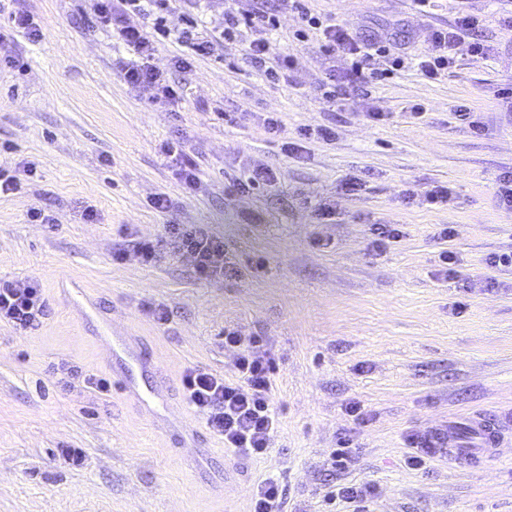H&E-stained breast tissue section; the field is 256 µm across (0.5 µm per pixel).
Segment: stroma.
<instances>
[{"label": "stroma", "mask_w": 512, "mask_h": 512, "mask_svg": "<svg viewBox=\"0 0 512 512\" xmlns=\"http://www.w3.org/2000/svg\"><path fill=\"white\" fill-rule=\"evenodd\" d=\"M41 19L42 36L16 35L21 69H0V167L36 166L21 190L0 195V279L37 278L49 316L24 333L0 322V512H251L259 482L286 489L284 512H330L328 485L368 483L372 512H512V272L487 266L512 250V209L499 206L493 183L512 169V119L498 95L512 83V26L490 22L487 60L459 48L449 76L426 79L408 65L382 83L325 98L331 77H344L345 55L322 54L315 39L298 41L294 13L271 40L295 59L286 80L271 83L240 41L224 60H196L175 73L179 103L150 105V90L120 73L124 49L89 27L90 0H24ZM313 14L353 30L405 34L410 57L431 55L430 28L466 13L512 11V0H307ZM424 108L413 116L411 105ZM465 106L482 122L475 133L454 119ZM386 113L375 122L368 110ZM282 123L265 132L267 113ZM330 126L331 141L300 130ZM177 139L200 169L202 188L183 189L159 152ZM299 143L285 153L283 140ZM275 185L228 195L256 164ZM361 179L344 194L341 182ZM448 187V205L406 203L405 191ZM173 207H149L156 193ZM333 213L323 218L321 204ZM40 207L55 226L29 221ZM94 219H87V211ZM168 224H200L223 236L240 276L203 280L185 261L161 254L150 264L113 255L131 239H158ZM396 224L402 237L375 251L369 228ZM454 235L443 241L441 226ZM457 258L455 275L439 255ZM262 269H253L254 261ZM495 279L465 291L462 280ZM72 276L127 324L153 353L188 427L201 422L186 404L181 379L199 366L232 377L235 349L224 331L264 337L278 371L274 398L280 427L264 458L241 460L203 433V460L158 430L119 393L62 390L55 364L69 360L111 377L96 323L76 320L59 300ZM150 305L167 307L155 322ZM359 402L366 423L346 413ZM484 414L501 425L496 455L466 469L437 455L422 468L407 462L408 435ZM354 461L328 462L342 438ZM79 448L81 467L61 449ZM236 468L235 481L224 472Z\"/></svg>", "instance_id": "obj_1"}]
</instances>
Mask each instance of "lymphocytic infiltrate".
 <instances>
[{
	"label": "lymphocytic infiltrate",
	"instance_id": "obj_1",
	"mask_svg": "<svg viewBox=\"0 0 512 512\" xmlns=\"http://www.w3.org/2000/svg\"><path fill=\"white\" fill-rule=\"evenodd\" d=\"M286 10L297 13L301 21L298 37H305L310 31L318 33L323 53H341L350 58L349 76L366 74L370 79L384 80L405 64V54L398 50L394 37H363L348 26L311 15L304 0H277L273 8L255 13L230 6L224 10L223 22L212 28L203 27L190 14L184 15L182 26H170L174 0H92L96 23L107 31L114 45L129 54L122 68L124 80L134 87L155 88L153 100L162 105L181 98L179 86L153 63L154 52L164 41L178 46L179 53L173 56L172 64L185 72L200 57L223 62L225 42L237 40L244 30H258L262 36L246 44V54L265 77H287L293 60L288 53L275 51L268 37L269 32L278 29L279 15ZM486 27L485 16L465 14L449 27L431 30L429 37L436 53L419 61L421 74L430 80L444 76L462 45L471 57L487 59L490 47L484 36ZM162 247L186 260L199 278L234 277L239 273L227 257L223 237L196 225H167L164 237L138 241L133 251L149 263ZM47 313L38 280H0V320L11 322L22 331H33L42 326ZM224 344L237 351L234 379L189 368L182 377L183 389L206 428L222 437L225 448L260 459L267 454L278 429L273 402L275 359L262 337L247 336L234 328L225 330Z\"/></svg>",
	"mask_w": 512,
	"mask_h": 512
}]
</instances>
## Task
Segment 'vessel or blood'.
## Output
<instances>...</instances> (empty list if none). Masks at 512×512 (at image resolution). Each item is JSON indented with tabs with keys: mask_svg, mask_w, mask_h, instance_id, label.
Returning <instances> with one entry per match:
<instances>
[{
	"mask_svg": "<svg viewBox=\"0 0 512 512\" xmlns=\"http://www.w3.org/2000/svg\"><path fill=\"white\" fill-rule=\"evenodd\" d=\"M60 292L73 316L87 322L99 321L103 348L107 358L111 359L116 367L115 379L125 399L149 413L155 426L178 440L182 447L197 448V430H189L182 426L178 416L170 408L168 391L160 386L145 391L126 377L124 368L130 364L137 366L146 376H153L158 372L154 358L142 349L137 337L130 335L126 327L115 317L103 315L97 300L86 293L78 279L71 277L63 281ZM470 430L477 439L476 447H461L458 434L453 429L442 433L440 442L441 447L447 449L449 456L465 468L477 466L493 456L501 441L499 427L490 418L473 417L470 421Z\"/></svg>",
	"mask_w": 512,
	"mask_h": 512,
	"instance_id": "obj_1",
	"label": "vessel or blood"
}]
</instances>
